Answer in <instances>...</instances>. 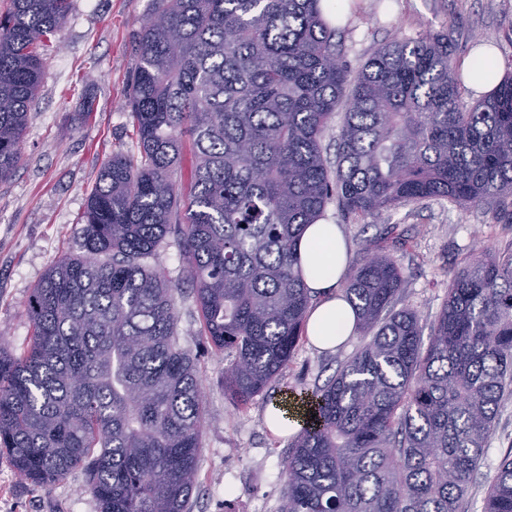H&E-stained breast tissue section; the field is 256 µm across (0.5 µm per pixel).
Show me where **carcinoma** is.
<instances>
[{"instance_id":"obj_1","label":"carcinoma","mask_w":512,"mask_h":512,"mask_svg":"<svg viewBox=\"0 0 512 512\" xmlns=\"http://www.w3.org/2000/svg\"><path fill=\"white\" fill-rule=\"evenodd\" d=\"M153 3L124 95L140 157L104 163L77 253L28 300L29 346L0 344V455L37 488L82 469L99 512H191L197 488L204 408L178 333L181 284L159 264L167 237L199 335L229 357L224 393L244 409L302 338L312 298L297 246L330 202L359 220L491 201L512 224V74L470 105L444 33L394 39L351 78L322 0ZM71 5L0 0V183ZM339 109L332 161L322 137ZM345 280L368 341L326 384L281 400L301 428L279 512H463L512 395V250L453 273L426 345L417 313L394 309L392 254L365 246ZM484 512H512V451Z\"/></svg>"}]
</instances>
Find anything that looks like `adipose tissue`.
Listing matches in <instances>:
<instances>
[{"instance_id": "1", "label": "adipose tissue", "mask_w": 512, "mask_h": 512, "mask_svg": "<svg viewBox=\"0 0 512 512\" xmlns=\"http://www.w3.org/2000/svg\"><path fill=\"white\" fill-rule=\"evenodd\" d=\"M461 71L475 94L491 91L501 74L495 49L489 46L475 52L463 60ZM298 256L307 287L322 298L308 314L305 333L317 349L336 348L351 336L355 324L352 307L337 295L348 262L339 225L323 219L307 225L299 240Z\"/></svg>"}]
</instances>
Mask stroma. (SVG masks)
<instances>
[{"mask_svg":"<svg viewBox=\"0 0 512 512\" xmlns=\"http://www.w3.org/2000/svg\"><path fill=\"white\" fill-rule=\"evenodd\" d=\"M340 22L343 60L357 72L394 37L445 32L453 58L462 61L490 41L503 72H512V0H353ZM153 0H73L67 22L42 52L44 72L21 142L13 177L0 183V344L22 352L30 339L26 303L37 284L74 253L89 193L113 153L137 154L136 136L122 110L136 58L132 36ZM339 224L348 261L365 244L390 251L403 272L401 303L430 325L448 297L449 268L479 249H512V224H501L484 205L448 200L412 203L365 218L344 219L336 204L325 209ZM160 265L181 281L177 302L182 344L197 359L205 402L198 487L192 512H278L285 486L287 439L271 435L266 408L285 392L324 385L339 364L364 344L354 332L333 351L300 341L282 373L246 409L224 394V354L199 336L192 286L184 282L177 245ZM512 452V397L503 401L483 465L465 498V512H483L494 468ZM0 512H99L82 470L51 488H34L0 458Z\"/></svg>","mask_w":512,"mask_h":512,"instance_id":"1","label":"stroma"}]
</instances>
